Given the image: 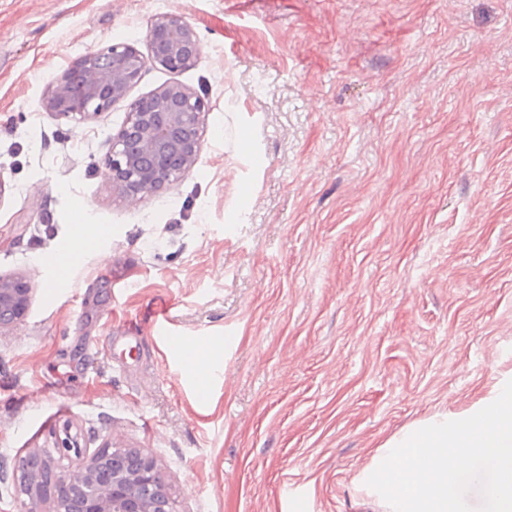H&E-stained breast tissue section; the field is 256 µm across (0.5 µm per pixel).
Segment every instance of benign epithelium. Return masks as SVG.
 Here are the masks:
<instances>
[{"label": "benign epithelium", "mask_w": 512, "mask_h": 512, "mask_svg": "<svg viewBox=\"0 0 512 512\" xmlns=\"http://www.w3.org/2000/svg\"><path fill=\"white\" fill-rule=\"evenodd\" d=\"M148 54L116 43L72 61L42 99L48 112L88 117L126 99L147 65L177 73L196 66L203 46L188 17L155 18L146 31ZM210 107L178 82L128 105L126 123L112 136V188L139 200L179 181L197 162ZM31 288L19 277H0V328L26 315ZM20 477L18 512H176L154 459L136 448L102 447L78 468L64 469L34 452Z\"/></svg>", "instance_id": "benign-epithelium-1"}]
</instances>
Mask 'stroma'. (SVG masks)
<instances>
[{
	"instance_id": "1",
	"label": "stroma",
	"mask_w": 512,
	"mask_h": 512,
	"mask_svg": "<svg viewBox=\"0 0 512 512\" xmlns=\"http://www.w3.org/2000/svg\"><path fill=\"white\" fill-rule=\"evenodd\" d=\"M195 22V166L112 189L120 102L45 111L68 62ZM261 165H254V158ZM103 226L66 280L42 253ZM0 512L75 436L153 456L177 512H373L380 446L512 380V0H0ZM224 373L199 387L177 336ZM31 290L22 278L0 277V328L23 319L30 305Z\"/></svg>"
}]
</instances>
